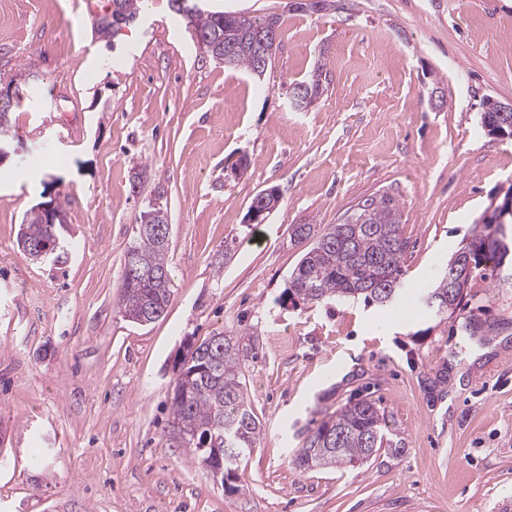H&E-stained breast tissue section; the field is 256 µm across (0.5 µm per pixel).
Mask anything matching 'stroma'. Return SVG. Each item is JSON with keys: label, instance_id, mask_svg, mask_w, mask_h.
Returning a JSON list of instances; mask_svg holds the SVG:
<instances>
[{"label": "stroma", "instance_id": "35a3bbf8", "mask_svg": "<svg viewBox=\"0 0 512 512\" xmlns=\"http://www.w3.org/2000/svg\"><path fill=\"white\" fill-rule=\"evenodd\" d=\"M98 0H0V512H512V288L419 312L388 336L364 301L292 303V224H336L387 193L408 242L404 281L431 288L500 188L512 138L481 125L512 99V0H210L279 15L264 78L201 54L169 0H147L107 47ZM325 60L321 98L289 86ZM142 170L141 188L132 174ZM277 188L267 221L252 198ZM57 199L61 249L35 260L24 215ZM168 211L173 298L153 323L117 309L148 201ZM258 331L245 395L262 433L215 483L172 441L188 346ZM368 391L402 439L362 466L299 470L309 428ZM279 191L271 188L265 190L256 200L249 210L247 222L249 224H262L267 219V214L276 210L280 199ZM270 216V214H268Z\"/></svg>", "mask_w": 512, "mask_h": 512}]
</instances>
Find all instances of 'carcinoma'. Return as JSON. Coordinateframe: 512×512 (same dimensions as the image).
I'll use <instances>...</instances> for the list:
<instances>
[{"label":"carcinoma","instance_id":"obj_1","mask_svg":"<svg viewBox=\"0 0 512 512\" xmlns=\"http://www.w3.org/2000/svg\"><path fill=\"white\" fill-rule=\"evenodd\" d=\"M143 0H118L115 15L101 13L94 22V32L106 42L115 39L122 29L134 23ZM173 10L185 22L201 52L210 57H225L224 66L245 68L263 75L278 47L280 17L270 14L261 18L246 17L224 11L199 8L185 12L182 0H170ZM272 34L263 55L242 49L224 56V43L255 32ZM326 64H318L310 77L295 83L304 95L324 92ZM349 224H292L290 239L308 244L292 271L285 296L307 303L325 299L358 300L390 308L408 295L404 285V260L408 242L400 231L401 214L394 198L388 194L362 200V207L350 214ZM497 235L512 244V235L498 224L475 223L471 240L461 250L471 254L473 266L463 282L469 286L475 273L487 269L495 272L501 262L512 268V254L507 259L494 252H484L485 241ZM170 224L163 207L149 205L139 214L135 238L126 254L136 255L137 265L124 267L117 308L123 317L138 322L150 314L160 318L172 297V274L168 262ZM22 239L30 249L39 246L55 251L59 244L56 225L44 222L41 212L33 208L24 220ZM457 263L452 256L431 293L440 297L443 309L436 316L454 314L467 306L463 295L448 294L446 274ZM258 335L213 336L189 347L181 363L174 387L173 434L177 447L192 448L198 463L209 469L219 463L214 449L233 448L235 455L224 457V477L235 475L238 462L251 454L261 434V424L244 396L245 374L259 355ZM404 447L396 429L377 403L360 398L338 412L325 416L309 430L303 448L294 459L295 467H355L380 448L399 450Z\"/></svg>","mask_w":512,"mask_h":512}]
</instances>
